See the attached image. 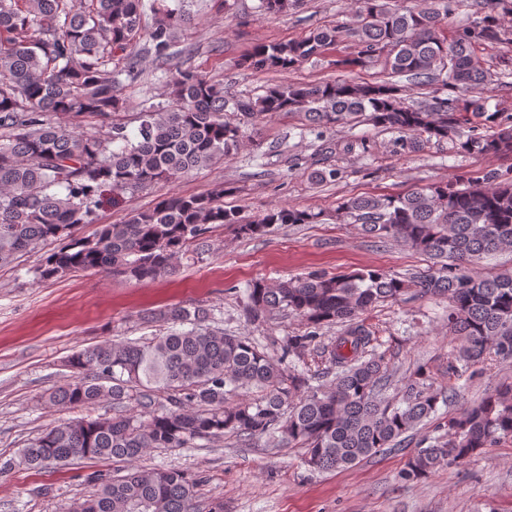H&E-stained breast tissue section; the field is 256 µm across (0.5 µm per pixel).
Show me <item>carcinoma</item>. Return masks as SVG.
Here are the masks:
<instances>
[{
  "instance_id": "carcinoma-1",
  "label": "carcinoma",
  "mask_w": 512,
  "mask_h": 512,
  "mask_svg": "<svg viewBox=\"0 0 512 512\" xmlns=\"http://www.w3.org/2000/svg\"><path fill=\"white\" fill-rule=\"evenodd\" d=\"M304 0H260V15L296 11ZM453 40L445 25L470 7L467 0H353L347 27H317L293 41L254 46L241 60L253 71H289L334 49L344 33L354 62L378 66L392 80L338 79L278 84L259 95L228 96L209 72L173 63L176 36L190 18L182 3L152 0L158 17L147 32L149 50L170 74L167 102L143 100L133 120L123 79L140 73L125 53L142 33V0H0V266L50 240H64L35 274L64 278L109 272L142 282L171 273L184 257L202 260L200 244L224 225L248 236L276 224H317L322 212L274 207L252 221L224 207V189L171 195L153 209L133 211L76 238L105 201L159 182L179 180L224 162L245 141V125L284 114L302 131L321 134L339 124L369 122L400 135L416 152L452 141L459 152L512 155V124L491 106L490 85L512 78V58L500 71L482 68L475 48L501 40V18L512 0H479ZM405 77L432 88L428 99L405 102ZM470 93L463 97L460 92ZM136 127H131L132 122ZM339 211L365 234L399 241L433 259L429 270L395 276L367 268L288 281L256 280L244 292L250 321L285 314L301 330L286 337L278 358L249 336L211 329L207 309L175 305L159 313L169 324L143 340H105L67 360L75 376L49 394L61 406H92L110 398L111 417L69 420L29 440L20 451L30 468L112 460L125 474L89 475L95 493L81 512H197L200 479L138 461L150 448H187L226 433L248 442L269 437L304 449L321 472L346 470L384 450H402L404 435L432 418L439 401L453 404L456 387L413 372L400 397L388 396L389 365L375 332L360 315L383 301L448 298V328L462 344L448 361L459 379L489 360H512V270L487 275L477 264L512 252V181L495 172L460 176L397 195L351 197ZM338 324L329 344L320 330ZM312 351L333 379L312 372ZM257 392L254 397L248 396ZM134 401L137 413L127 412ZM445 433L411 452L400 471L418 483L448 465H462L512 439V383L448 416Z\"/></svg>"
}]
</instances>
